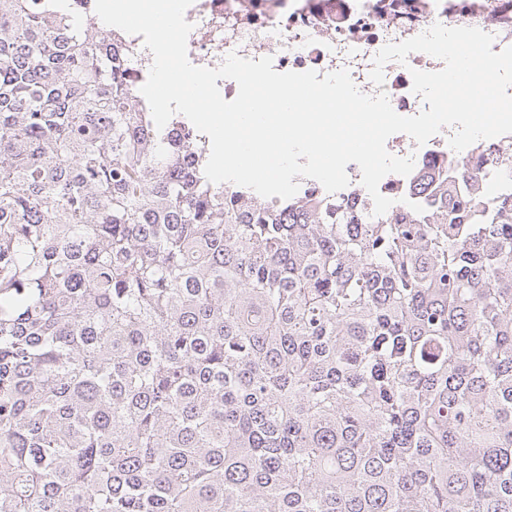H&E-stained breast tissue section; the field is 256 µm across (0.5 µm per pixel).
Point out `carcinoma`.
<instances>
[{"label": "carcinoma", "mask_w": 512, "mask_h": 512, "mask_svg": "<svg viewBox=\"0 0 512 512\" xmlns=\"http://www.w3.org/2000/svg\"><path fill=\"white\" fill-rule=\"evenodd\" d=\"M205 165L115 33L0 0V512H512V182ZM346 172L350 179V184L346 188L335 193L327 192L316 180L295 177L293 182H299V190L295 196H310L311 194H313V196H318L322 193L335 194L336 196L340 194L341 196H345V199L348 198L351 202H353V200H357L356 203H359L362 198H366V200H369L368 202H372L373 204L371 196L361 184V170L359 166L356 163H349L346 166Z\"/></svg>", "instance_id": "1"}]
</instances>
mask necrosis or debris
I'll return each mask as SVG.
<instances>
[{
  "label": "necrosis or debris",
  "instance_id": "necrosis-or-debris-1",
  "mask_svg": "<svg viewBox=\"0 0 512 512\" xmlns=\"http://www.w3.org/2000/svg\"><path fill=\"white\" fill-rule=\"evenodd\" d=\"M185 19L193 25L187 41L193 65L215 68L234 52L254 60L272 57L278 72L313 70L324 76L344 69L366 94L384 92L402 116L425 107L412 91V71H438L444 63L423 52L411 53L406 63H386L384 83L377 86L370 72L384 45L438 23L490 33L496 52L512 46V0H194ZM454 132V127H444L421 146L404 133L390 136L388 151L413 157L414 169L406 176H385L380 193L394 200L408 197L424 176L447 174L454 155L468 165H480L472 149L452 151L448 139Z\"/></svg>",
  "mask_w": 512,
  "mask_h": 512
}]
</instances>
